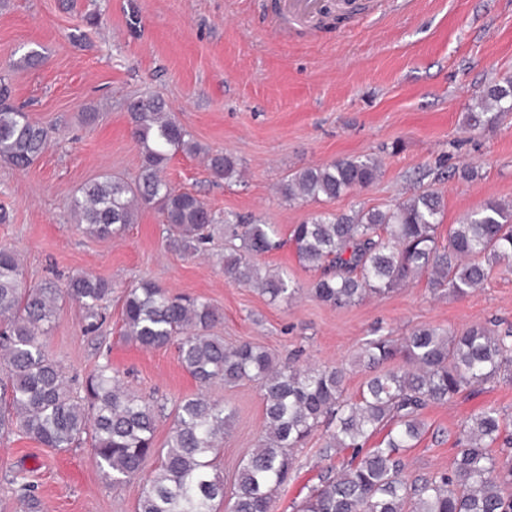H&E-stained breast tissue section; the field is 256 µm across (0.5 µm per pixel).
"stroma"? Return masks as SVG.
Listing matches in <instances>:
<instances>
[{
    "mask_svg": "<svg viewBox=\"0 0 512 512\" xmlns=\"http://www.w3.org/2000/svg\"><path fill=\"white\" fill-rule=\"evenodd\" d=\"M89 13L98 14L96 24L86 22ZM273 13L274 0H0V78L13 103L49 131L46 151L28 169L0 162V246L16 251L29 283L60 288L80 273L111 284L106 319L92 334L83 308L61 298L45 349L69 377L111 360L130 391L163 406L160 443L171 431L173 404L198 386L174 347L145 350L123 339V296L143 279L210 302L221 315L213 333L225 344L248 341L300 367L345 368L352 399L369 375L355 363L367 339L402 338L425 325L512 327V270H495L464 296L422 276L336 309L311 295L318 273L288 242L293 225L316 212L385 210L422 190L444 199L443 237L485 200L512 203V117L485 131L464 122L487 85L512 75V0H410L402 9L369 0L326 31L286 38ZM33 49L44 57L35 68L23 63ZM141 94L165 100L193 141L238 160L240 178L225 181L200 156L179 153L165 176L217 215L276 225L285 244L257 264L287 274L295 296L273 302L227 277L230 242L219 229L201 252L186 255L168 249L153 208L108 239L79 226L67 202L85 182L105 172L129 181L139 174L126 105ZM367 154L380 161V177L334 201L290 202L277 192L297 169ZM465 164L476 178L456 175ZM207 393L237 412L217 461L229 485L264 431L261 390L246 380ZM489 406L512 418V382L423 410V433L406 451L407 478L450 469L463 422ZM326 441L321 429L299 450L273 512H295L321 471L339 464L319 455ZM18 475L34 485L42 512H136L144 486L140 477L106 482L90 441L54 450L12 433L0 437V512H22Z\"/></svg>",
    "mask_w": 512,
    "mask_h": 512,
    "instance_id": "35a3bbf8",
    "label": "stroma"
}]
</instances>
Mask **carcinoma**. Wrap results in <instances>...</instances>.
<instances>
[{
  "label": "carcinoma",
  "instance_id": "cac0c4a2",
  "mask_svg": "<svg viewBox=\"0 0 512 512\" xmlns=\"http://www.w3.org/2000/svg\"><path fill=\"white\" fill-rule=\"evenodd\" d=\"M9 97L1 82L0 159L27 169L43 153L48 131ZM127 112L140 147L138 179L104 173L85 183L68 201L85 232L118 235L139 209L155 208L169 226V246L189 254L205 240V231L222 222L231 240L240 241L224 257V273L257 286L272 302L292 297L296 288L287 276H263L256 265L257 257L282 246L274 225L221 221L201 198L173 189L164 176L178 153L205 154L212 173L226 180L238 173L236 159L202 150L160 97L134 98ZM510 114L512 79L505 78L489 84L464 119L470 129L485 130ZM378 173L379 163L369 155L338 159L300 168L287 176L280 193L288 200L331 202L370 185ZM444 208L439 193L425 190L387 210L321 212L295 225L290 241L299 260L321 270L313 296L344 308L424 273L435 287L466 294L493 268L512 266L511 205L484 202L449 229L445 243L437 235ZM66 292L85 310L86 330L98 328L112 286L78 274ZM59 299L56 288L25 284L18 255L0 248V431L57 450L88 438L99 472L114 486L156 458L137 512H272L274 495L294 469L295 450L322 426L328 441L321 453L348 457L320 474L296 512H512V420L499 409L488 407L462 425L460 448L446 472L409 480L404 456L422 432L420 415L428 405L446 404L468 387L501 377L512 380V328L473 324L455 334L422 326L401 341L369 339L358 364L372 375L351 401L344 398V369L300 368L250 342L226 346L209 333L219 320L211 304L172 297L143 281L124 296L121 335L144 348L175 346L202 388L174 405L171 432L159 446L155 405L126 388L110 363L98 366L76 391L48 355L42 336L55 321ZM244 380L260 384L265 429L227 488L217 460L236 411L203 389ZM388 425L379 446L365 447ZM18 498L26 512H41L30 485L19 486Z\"/></svg>",
  "mask_w": 512,
  "mask_h": 512
}]
</instances>
